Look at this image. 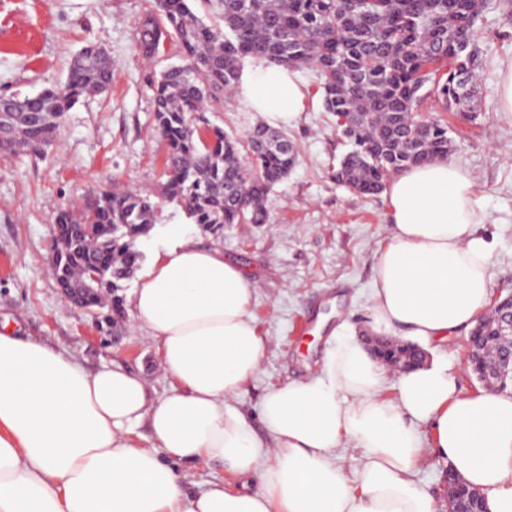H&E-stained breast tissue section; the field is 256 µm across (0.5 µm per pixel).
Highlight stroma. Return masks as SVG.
Returning a JSON list of instances; mask_svg holds the SVG:
<instances>
[{
	"mask_svg": "<svg viewBox=\"0 0 512 512\" xmlns=\"http://www.w3.org/2000/svg\"><path fill=\"white\" fill-rule=\"evenodd\" d=\"M151 0H0V96H32L64 81L73 55L86 45L104 47L112 60V89L88 95L66 113L59 143L44 155L0 152V323L15 336L67 351L89 370L118 361L163 393L165 375L155 344L133 327L130 308L102 332L83 309L67 304L47 271L54 218L113 185L149 195L158 205L150 237L175 227L220 244L224 258L246 270L256 288L251 308L265 340L260 373L229 398L230 406L256 418L273 387L319 372L337 337L371 331L370 294L380 245L390 235L385 194L361 196L336 181L349 147L336 118L323 108L314 72L302 68L303 109L285 130L297 148L288 178L270 195L262 224H228L213 235L185 212L162 201L164 147L155 131V73L177 62L167 45L154 63L138 54V26ZM483 60L477 112L433 113L448 127L449 160L476 183L474 205L484 234L496 237L490 293L512 290V114L500 112L501 73L512 64V10L488 0L476 24ZM211 124L244 135L262 118L237 96L208 113ZM150 237L141 238L146 249ZM466 334L427 345L461 394L480 389L464 365Z\"/></svg>",
	"mask_w": 512,
	"mask_h": 512,
	"instance_id": "obj_1",
	"label": "stroma"
}]
</instances>
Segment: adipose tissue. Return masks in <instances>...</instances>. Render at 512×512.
Wrapping results in <instances>:
<instances>
[{"mask_svg":"<svg viewBox=\"0 0 512 512\" xmlns=\"http://www.w3.org/2000/svg\"><path fill=\"white\" fill-rule=\"evenodd\" d=\"M236 92L275 128L302 107L295 70L264 61L241 72ZM475 187L445 158L389 180L375 332L443 342L489 312L495 242L479 229ZM254 300L221 247L177 235L155 249L131 302L171 380L159 396L122 363L91 372L1 329L0 512H438L415 479L430 454L481 491L486 512H512V396L457 395L440 365L391 378L353 336L337 339L320 374L273 387L254 429L227 403L263 364ZM177 461L256 473L261 486L195 492Z\"/></svg>","mask_w":512,"mask_h":512,"instance_id":"adipose-tissue-1","label":"adipose tissue"}]
</instances>
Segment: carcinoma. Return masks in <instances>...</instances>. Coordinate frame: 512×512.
<instances>
[{
  "label": "carcinoma",
  "mask_w": 512,
  "mask_h": 512,
  "mask_svg": "<svg viewBox=\"0 0 512 512\" xmlns=\"http://www.w3.org/2000/svg\"><path fill=\"white\" fill-rule=\"evenodd\" d=\"M189 2L154 0L139 24L138 53L152 64L165 43L180 49V62L151 84L156 130L166 146L162 199L212 234L226 224L265 223L266 200L293 166L292 143L282 130L259 125L239 137L206 118L234 93L246 57L316 73L324 108L345 117L340 130L352 146L336 180L359 195L383 191L397 170L448 155V128L414 115L424 101L444 112L474 111L479 66L471 57L480 0H221L218 25L204 22ZM111 84L107 53L89 46L75 55L64 82L34 96L0 99L12 106L0 152L51 146L80 97ZM156 208L135 190L112 188L55 216L62 231L51 273L67 289L82 287L89 271L102 276L111 304L100 294L86 303L101 327L113 324L117 290L144 259L137 242L155 224ZM496 327L491 316L473 329L483 354L472 367L479 377L498 360ZM447 481L448 512H484L479 491L452 470Z\"/></svg>",
  "instance_id": "cac0c4a2"
}]
</instances>
